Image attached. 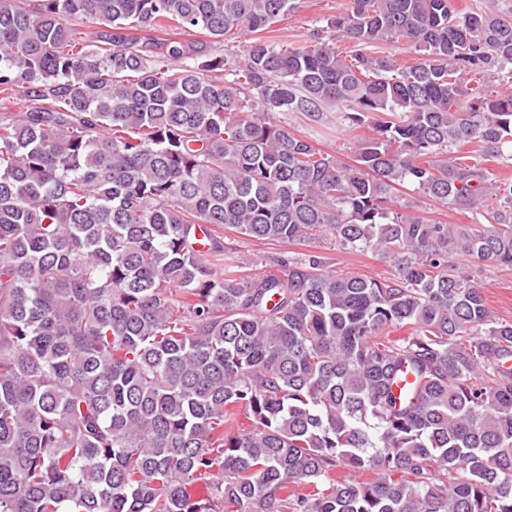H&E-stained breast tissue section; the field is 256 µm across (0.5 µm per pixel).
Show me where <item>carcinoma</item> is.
Listing matches in <instances>:
<instances>
[{"label": "carcinoma", "instance_id": "carcinoma-1", "mask_svg": "<svg viewBox=\"0 0 512 512\" xmlns=\"http://www.w3.org/2000/svg\"><path fill=\"white\" fill-rule=\"evenodd\" d=\"M293 3L0 0V512H512V322L453 263L512 268V94L472 85L512 15L349 0L344 55L257 36ZM330 102L350 163L272 117ZM225 228L394 272L246 273ZM405 186L407 189L402 188L405 194L401 195V198L404 200V203H408L414 207L410 209V212L447 224H474V217H476L475 212L436 206L433 202L429 201L420 190L415 189V186Z\"/></svg>", "mask_w": 512, "mask_h": 512}]
</instances>
